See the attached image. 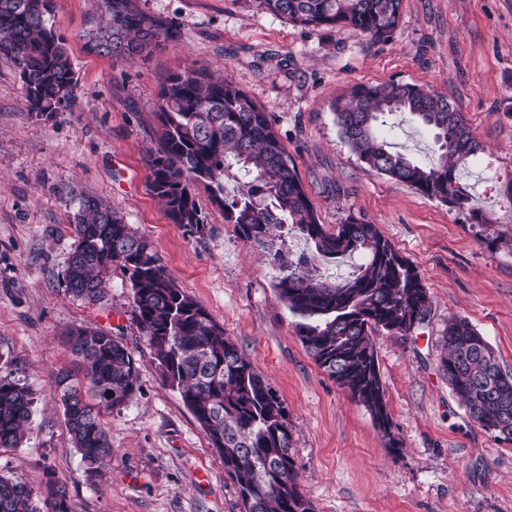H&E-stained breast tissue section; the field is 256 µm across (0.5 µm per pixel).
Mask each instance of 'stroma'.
I'll use <instances>...</instances> for the list:
<instances>
[{
	"instance_id": "obj_1",
	"label": "stroma",
	"mask_w": 512,
	"mask_h": 512,
	"mask_svg": "<svg viewBox=\"0 0 512 512\" xmlns=\"http://www.w3.org/2000/svg\"><path fill=\"white\" fill-rule=\"evenodd\" d=\"M54 25L78 75L77 103L55 117L27 112L12 61L0 55V375L36 397L21 447L0 448V476L68 484L69 512H239L224 463L165 382L134 319L129 284L113 271L105 298L69 297L76 196L118 208L183 290L224 328L288 410L300 490L315 512H512V442L472 420L441 369L449 320L466 319L512 374V0H402L389 40L351 27L312 30L262 0H140L181 39L133 60L85 53L92 0H54ZM228 76L266 112L319 220L355 213L417 268L430 296L410 333L373 342L392 422L386 443L363 405L329 378L296 336L279 270L244 243L205 191L203 235L174 224L148 184L160 128L159 93L174 73ZM417 84L447 93L483 144L459 182L470 211L367 172L336 125L332 103L353 86ZM392 146L425 161L433 135L394 118ZM99 328L138 363L133 400L105 416L112 458L87 479L53 383L72 359L62 336Z\"/></svg>"
}]
</instances>
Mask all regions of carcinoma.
I'll list each match as a JSON object with an SVG mask.
<instances>
[{
    "label": "carcinoma",
    "mask_w": 512,
    "mask_h": 512,
    "mask_svg": "<svg viewBox=\"0 0 512 512\" xmlns=\"http://www.w3.org/2000/svg\"><path fill=\"white\" fill-rule=\"evenodd\" d=\"M402 0H263L265 8L310 28L349 26L372 40H387L400 19ZM85 50L134 59L179 30L151 15L139 0H94ZM53 0H0V55L10 58L25 89V107L51 117L76 103L78 76L64 38L57 34ZM158 106L161 128L147 166L150 188L169 218L202 233L208 214L196 189L236 226L238 236L260 248L278 267L279 299L300 318L296 335L325 374L363 405L391 435L392 423L379 378L373 334L405 335L422 320L429 297L417 268L361 215L349 214L336 230L320 224L288 150L269 113L233 81L202 68L174 73ZM336 124L371 173L415 188L451 208L467 210L476 224L486 219L469 208L456 173L481 150L463 113L444 94L409 83L357 85L333 104ZM401 113L429 128L438 149L427 162L391 149L383 117ZM237 166L238 186L229 193L225 170ZM74 247L64 271L66 292L101 300L112 270L120 269L132 294V312L166 383L175 390L224 461L244 512H314L298 485L291 453L288 412L279 394L206 308L169 274L151 244L103 200L81 195L72 220ZM291 232L314 246L293 256L283 237ZM357 255L361 263L345 279L318 277L313 256ZM65 344L82 379L63 370L56 399L74 447L91 476L112 454L103 417L126 406L139 390L132 351L109 333L72 327ZM441 368L468 415L495 438L512 442V375L465 319L448 323ZM30 390L0 376V448H17L33 417ZM51 512H68L67 483L49 480ZM31 484L0 476V512H42Z\"/></svg>",
    "instance_id": "cac0c4a2"
}]
</instances>
